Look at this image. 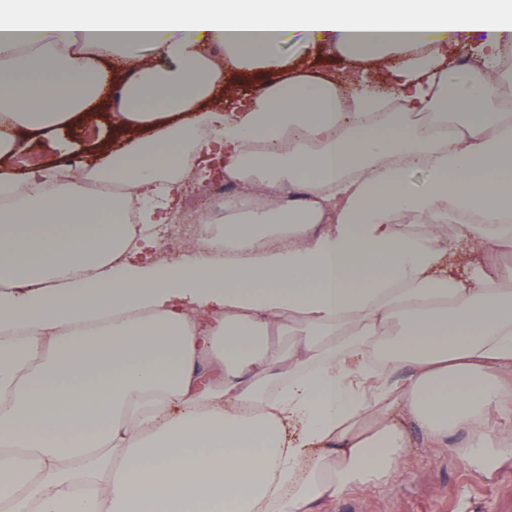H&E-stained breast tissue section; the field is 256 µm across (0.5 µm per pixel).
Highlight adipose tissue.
I'll list each match as a JSON object with an SVG mask.
<instances>
[{"label": "adipose tissue", "instance_id": "obj_1", "mask_svg": "<svg viewBox=\"0 0 512 512\" xmlns=\"http://www.w3.org/2000/svg\"><path fill=\"white\" fill-rule=\"evenodd\" d=\"M477 28L512 45V0H0V157L20 130L69 155L103 103L125 135L78 172L0 170V512H321L416 440L512 456L485 435L512 423V80L416 61ZM293 32L404 55L400 109L293 65ZM223 58L264 77L236 118ZM218 146L264 207L225 213L223 258L128 262L122 188L162 223ZM404 211L451 219L470 275Z\"/></svg>", "mask_w": 512, "mask_h": 512}]
</instances>
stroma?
Masks as SVG:
<instances>
[{"mask_svg": "<svg viewBox=\"0 0 512 512\" xmlns=\"http://www.w3.org/2000/svg\"><path fill=\"white\" fill-rule=\"evenodd\" d=\"M283 50L299 66L338 77L350 88L360 81L388 88L400 68L396 61L348 64L297 33L284 41ZM23 139L26 150L1 165L20 176L36 164L61 165V156L47 138L27 133ZM463 443V438H453L449 450L415 445L400 462L396 476L351 488L324 512H512V459L489 454L469 463L456 453Z\"/></svg>", "mask_w": 512, "mask_h": 512, "instance_id": "35a3bbf8", "label": "stroma"}]
</instances>
